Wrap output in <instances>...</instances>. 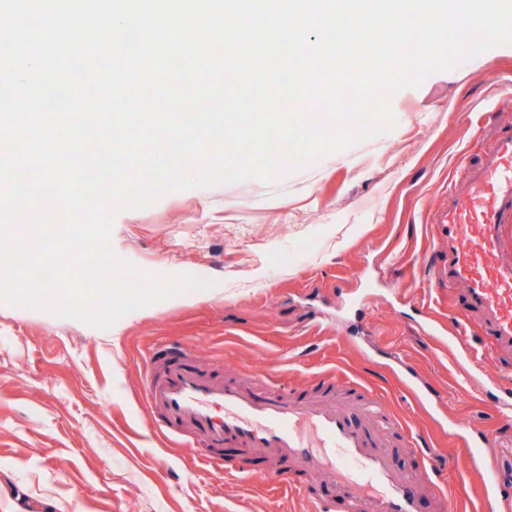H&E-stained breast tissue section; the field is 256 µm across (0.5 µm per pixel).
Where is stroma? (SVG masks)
Segmentation results:
<instances>
[{
    "label": "stroma",
    "mask_w": 512,
    "mask_h": 512,
    "mask_svg": "<svg viewBox=\"0 0 512 512\" xmlns=\"http://www.w3.org/2000/svg\"><path fill=\"white\" fill-rule=\"evenodd\" d=\"M397 124L307 171L171 193L120 212L112 244L143 270L211 278L98 330L0 303V512H311L267 462L223 471L169 446L141 393L166 343L218 379L254 366L282 388L331 373L381 400L398 423L397 467L430 450L460 512H479L481 474L440 426L484 431L512 492V422L494 408L512 350L494 349L461 288L416 264L437 246L432 212L512 133V45L395 94ZM467 313L489 363L465 358L451 312Z\"/></svg>",
    "instance_id": "obj_1"
}]
</instances>
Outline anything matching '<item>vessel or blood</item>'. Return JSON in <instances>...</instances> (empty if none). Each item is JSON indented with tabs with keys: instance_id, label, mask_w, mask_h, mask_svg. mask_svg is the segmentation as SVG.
Instances as JSON below:
<instances>
[{
	"instance_id": "b4317fda",
	"label": "vessel or blood",
	"mask_w": 512,
	"mask_h": 512,
	"mask_svg": "<svg viewBox=\"0 0 512 512\" xmlns=\"http://www.w3.org/2000/svg\"><path fill=\"white\" fill-rule=\"evenodd\" d=\"M436 215L444 252L438 282L465 286L470 303L484 311L489 334L512 343V134L465 187L449 190ZM250 374V387L218 380L181 349L150 375L144 404L167 436L198 439L209 465L223 466L226 448L240 449L245 466L277 461L274 480L305 499L315 500L313 484L321 480L347 512H420L426 492L437 512H456L453 489L395 466L390 416L380 402H346L333 376L313 378L303 390H279L264 372ZM356 414L362 426L352 424ZM467 461L483 473L484 512H498L503 493L493 464L475 453Z\"/></svg>"
}]
</instances>
